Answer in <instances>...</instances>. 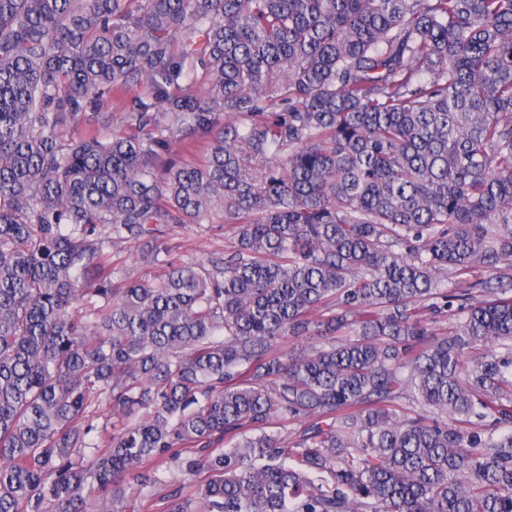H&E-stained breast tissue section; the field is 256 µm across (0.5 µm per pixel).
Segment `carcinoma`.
Instances as JSON below:
<instances>
[{
    "label": "carcinoma",
    "instance_id": "cac0c4a2",
    "mask_svg": "<svg viewBox=\"0 0 512 512\" xmlns=\"http://www.w3.org/2000/svg\"><path fill=\"white\" fill-rule=\"evenodd\" d=\"M218 214L207 267L149 247ZM129 474L146 512H512V0H0V512ZM113 281L119 282L124 277L132 279H151L158 269L145 266L141 260L140 249L133 243H118L112 246ZM95 400H97L96 405L92 408V412L89 413L86 423L89 422L94 426L95 430L90 436L98 441L112 434L114 430L112 423L116 419H112L109 404L103 396H100L98 399L95 398Z\"/></svg>",
    "mask_w": 512,
    "mask_h": 512
}]
</instances>
